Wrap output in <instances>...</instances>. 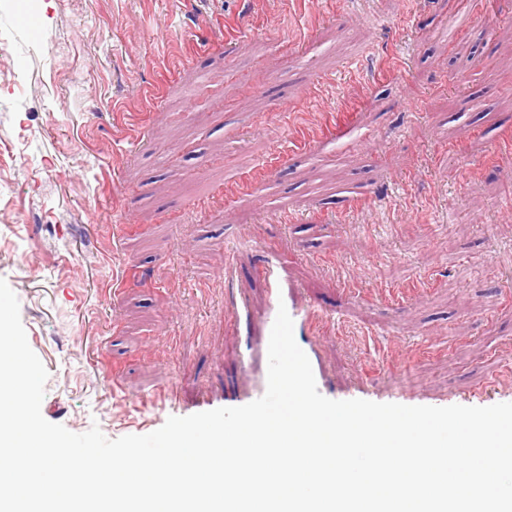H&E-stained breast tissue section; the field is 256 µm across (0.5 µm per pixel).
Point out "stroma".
<instances>
[{"mask_svg":"<svg viewBox=\"0 0 512 512\" xmlns=\"http://www.w3.org/2000/svg\"><path fill=\"white\" fill-rule=\"evenodd\" d=\"M498 6L0 0V278L49 373L43 417L116 439L223 407L219 271L229 240L254 235L341 316L321 342L328 398L512 402V161L491 149L512 132V0ZM460 16L455 63L426 55ZM314 69L331 78L320 112ZM263 165L296 223L221 198L225 173L251 189ZM196 199L211 202L199 222ZM388 326L393 370L360 345Z\"/></svg>","mask_w":512,"mask_h":512,"instance_id":"stroma-1","label":"stroma"}]
</instances>
